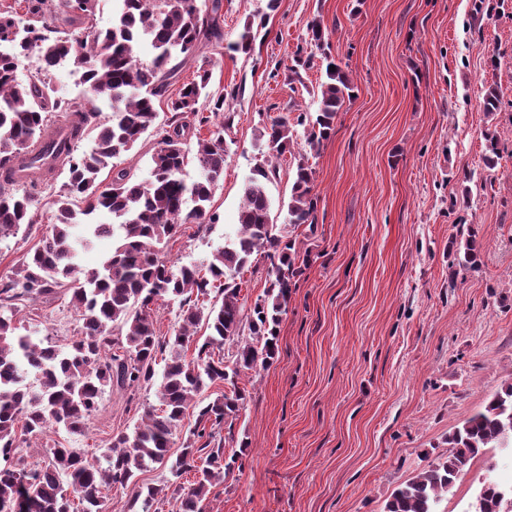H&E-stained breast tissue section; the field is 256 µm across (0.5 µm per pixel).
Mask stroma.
<instances>
[{"label":"stroma","mask_w":512,"mask_h":512,"mask_svg":"<svg viewBox=\"0 0 512 512\" xmlns=\"http://www.w3.org/2000/svg\"><path fill=\"white\" fill-rule=\"evenodd\" d=\"M491 15L476 20L477 4ZM224 0V39L179 66L157 101L197 71L224 98V178L207 209L213 222L184 224L164 247L173 267L208 263L234 234L243 186L267 150L259 133L279 115L315 111L325 64L289 83L310 26L329 33L356 96L336 132L312 157L315 226L289 229L308 255L278 327L274 360L242 372L249 397L213 445L238 466L213 487L203 512H384L400 484L428 469L447 437L512 378V0ZM265 17L250 53L233 51L248 19ZM501 110L483 112L486 85ZM503 153L482 162L483 135ZM65 171L34 184L36 221L0 241V282L49 231ZM469 188L470 203L460 191ZM478 230L483 264L461 269L458 217ZM67 289L20 302L19 326L68 345L78 337ZM159 380L135 390L106 388L83 435L49 431L20 448L40 467L57 445L84 453L132 433L158 405ZM512 470V447L471 461L436 512H474L488 468ZM160 489L161 512H176L173 477L154 465L109 492L106 512H132L137 494Z\"/></svg>","instance_id":"35a3bbf8"}]
</instances>
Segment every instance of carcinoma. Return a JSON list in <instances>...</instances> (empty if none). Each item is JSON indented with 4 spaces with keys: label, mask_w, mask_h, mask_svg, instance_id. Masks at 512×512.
<instances>
[{
    "label": "carcinoma",
    "mask_w": 512,
    "mask_h": 512,
    "mask_svg": "<svg viewBox=\"0 0 512 512\" xmlns=\"http://www.w3.org/2000/svg\"><path fill=\"white\" fill-rule=\"evenodd\" d=\"M99 0H58L64 26L51 28L22 24L7 6L0 10V240L15 235L23 224L33 223L32 199L20 189L39 179H55L58 163L68 165L67 178L55 200L52 231L20 264L15 276L0 284V448L18 452L22 437L63 427L71 434L84 432L88 417L98 410L105 388L117 384L135 387L155 375L157 353L164 358L159 386L160 408L144 410L132 434L112 437L106 448L88 457L74 448L50 449L46 467L26 469L12 459L0 463V512H103V492L125 488L137 473L153 464H169L179 478L193 480L177 486L179 512H202L201 502L211 488L233 470L237 456L226 459L222 449H208L215 431L244 407L245 389L237 377L258 359L275 356L276 326L288 302L292 280L302 272L297 266L295 241L275 233L270 222L271 201L266 184L276 177V167L258 165L243 189L238 229L224 248L205 266L185 265L172 271L161 255L162 246L176 236L188 220H203L212 191L224 178V125H215L209 137L197 141L198 180L184 178V148L190 126L180 121L186 112L198 114L209 100L215 116L224 111V97L210 98L207 70L182 84L170 103L173 112L150 158L148 182L132 180L112 159L133 149L157 128L155 99L167 92L177 68L169 66L179 56L187 59L204 43L223 37L222 0H211L201 11L197 0H120L112 27L95 31L85 26ZM146 43L150 63H142L136 49ZM310 43L326 62L327 81L317 92V109L295 118L277 116L264 125L268 154L278 158L292 153L297 127H303L309 153L318 154L335 133V120L345 103L354 98V86L341 62L329 53L324 27L311 26ZM34 54L41 62L23 82L17 77L22 61ZM314 55L296 53L288 80L313 64ZM67 64L81 73L91 97L110 102L111 118L103 122L88 104L53 94L52 72ZM335 70H330V67ZM497 88L490 85L482 96L487 113L500 109ZM88 140V149H81ZM501 156L498 136L484 135L483 161L494 168ZM110 169L105 184L99 175ZM316 171L302 155L296 164L287 204L285 224H315ZM195 206L185 211L188 201ZM109 213L123 230L121 241L93 269L79 264L80 250L92 239L113 233L111 224H86V236L71 229L80 217ZM466 269L480 265L477 233L461 239ZM270 261V284L265 298L255 303L249 321L250 342H240L241 316L237 279L251 266L253 255ZM71 287L70 304L81 322L79 338L64 349L45 345L29 334L17 333V302ZM218 288L221 303L205 306L210 289ZM179 300L182 322L175 335L162 341L150 314V305ZM210 330L204 342L198 327ZM126 328L125 341L112 338L113 328ZM236 344L231 364L215 356L214 347ZM195 355L187 358L189 347ZM217 382L232 386L207 404L200 395ZM196 415L189 440L176 459L170 448L187 412ZM203 441L198 446L196 442ZM512 447V382L495 391L484 410L469 418L448 437V452L429 469L399 485L386 504V512H435L434 504L454 486L468 463L486 448ZM505 495L492 480L484 482L476 512H503Z\"/></svg>",
    "instance_id": "carcinoma-1"
}]
</instances>
